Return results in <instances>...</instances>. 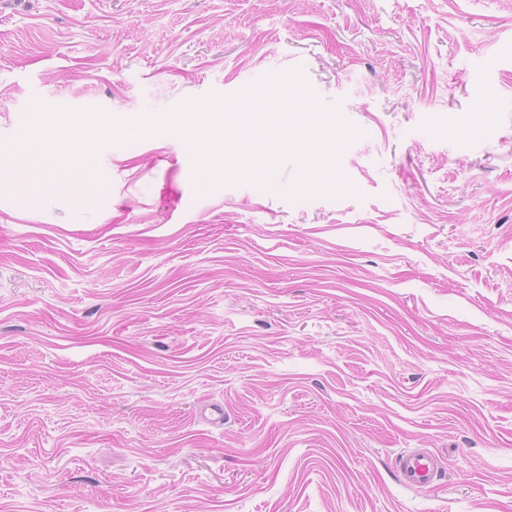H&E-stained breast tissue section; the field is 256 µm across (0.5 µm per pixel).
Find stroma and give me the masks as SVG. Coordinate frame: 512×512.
I'll return each instance as SVG.
<instances>
[{"label": "stroma", "mask_w": 512, "mask_h": 512, "mask_svg": "<svg viewBox=\"0 0 512 512\" xmlns=\"http://www.w3.org/2000/svg\"><path fill=\"white\" fill-rule=\"evenodd\" d=\"M294 69L357 195L201 191L174 134L0 178V512H512V0H0V164ZM399 472L402 483L410 488H421L439 475L438 458L424 450H414L401 456Z\"/></svg>", "instance_id": "stroma-1"}]
</instances>
